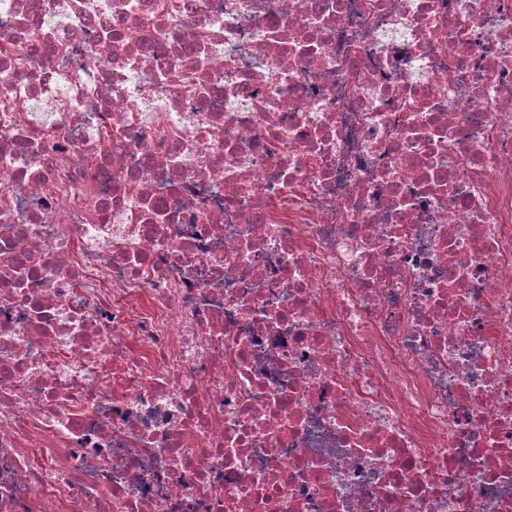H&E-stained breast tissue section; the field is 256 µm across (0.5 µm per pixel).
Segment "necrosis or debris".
<instances>
[{"label":"necrosis or debris","mask_w":512,"mask_h":512,"mask_svg":"<svg viewBox=\"0 0 512 512\" xmlns=\"http://www.w3.org/2000/svg\"><path fill=\"white\" fill-rule=\"evenodd\" d=\"M0 512H512V0H0Z\"/></svg>","instance_id":"necrosis-or-debris-1"}]
</instances>
